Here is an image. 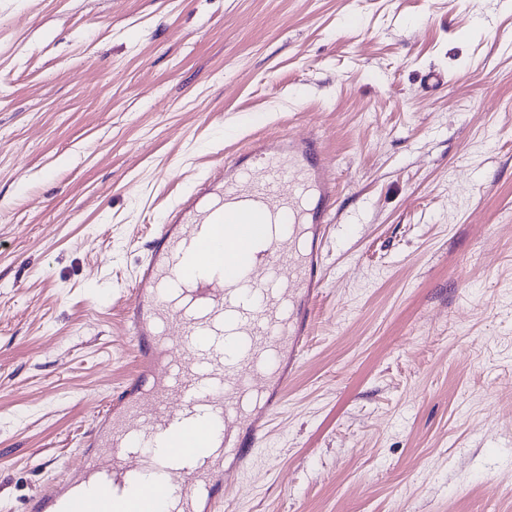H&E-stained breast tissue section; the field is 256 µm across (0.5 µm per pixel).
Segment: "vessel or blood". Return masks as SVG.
Masks as SVG:
<instances>
[{
  "label": "vessel or blood",
  "mask_w": 512,
  "mask_h": 512,
  "mask_svg": "<svg viewBox=\"0 0 512 512\" xmlns=\"http://www.w3.org/2000/svg\"><path fill=\"white\" fill-rule=\"evenodd\" d=\"M314 137L255 139L215 166L156 225L124 309L136 364L89 430L85 464L31 498L25 512H196L231 507L220 459L246 472L268 436L267 405L244 399L301 359L323 285V224L336 184ZM232 348L240 357H229ZM154 473V481L139 474Z\"/></svg>",
  "instance_id": "1"
}]
</instances>
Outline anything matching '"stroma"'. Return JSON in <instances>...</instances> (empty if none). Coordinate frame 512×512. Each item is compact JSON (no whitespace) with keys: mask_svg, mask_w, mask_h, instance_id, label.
<instances>
[{"mask_svg":"<svg viewBox=\"0 0 512 512\" xmlns=\"http://www.w3.org/2000/svg\"><path fill=\"white\" fill-rule=\"evenodd\" d=\"M289 132L339 199L235 512H512V0H0V512L131 371L155 224Z\"/></svg>","mask_w":512,"mask_h":512,"instance_id":"obj_1","label":"stroma"}]
</instances>
